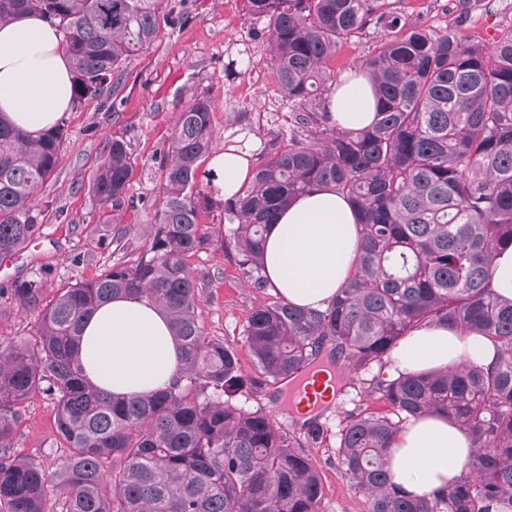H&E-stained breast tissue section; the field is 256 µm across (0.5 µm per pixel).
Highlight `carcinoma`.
Segmentation results:
<instances>
[{
	"label": "carcinoma",
	"instance_id": "1",
	"mask_svg": "<svg viewBox=\"0 0 512 512\" xmlns=\"http://www.w3.org/2000/svg\"><path fill=\"white\" fill-rule=\"evenodd\" d=\"M267 22L274 73L293 129L242 192L218 203L199 172L213 154L214 101L197 95L177 113L150 240L129 265L69 283L44 302V277L11 285L38 313L35 338L0 342V512H45L41 464L11 455L24 403L54 404L70 454L53 512H318L319 469L294 435L236 396L284 381L316 362L341 365L360 404L345 412L330 460L364 497L365 512H512V301L490 288L495 256L512 246V38L488 52L457 29L404 30L381 0H243ZM166 0H0V23L38 13L70 59L72 105L102 95L122 64L150 47ZM384 31L361 64L376 98L373 122L344 129L327 109L336 46L368 24ZM67 133L32 134L0 118V254L39 234V189L61 165ZM133 166L114 139L90 192L100 223L125 204ZM357 211L354 268L322 309L275 296L253 308L246 346L206 335L197 319L202 217L224 206L233 227L220 247L260 292L267 225L315 187ZM136 295L167 314L179 367L164 387L118 397L93 386L79 356L84 320ZM476 331L496 348L488 366L460 363L389 371L392 350L420 326ZM434 416L464 431L473 451L448 486L413 497L393 482L389 457L406 426Z\"/></svg>",
	"mask_w": 512,
	"mask_h": 512
}]
</instances>
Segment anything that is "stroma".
<instances>
[{
    "label": "stroma",
    "mask_w": 512,
    "mask_h": 512,
    "mask_svg": "<svg viewBox=\"0 0 512 512\" xmlns=\"http://www.w3.org/2000/svg\"><path fill=\"white\" fill-rule=\"evenodd\" d=\"M168 7L169 18L156 42L125 62L101 98L63 117L68 130L63 161L38 196L42 227L35 241L40 249L14 270L20 281L43 273L46 298L64 284L93 279L104 267L139 256L159 204L160 164L171 145L175 114L196 94L205 91L214 100L216 151L247 152L255 167L264 152L288 144L293 107L272 73L265 21L247 17L242 0H168ZM385 9L410 26L437 32L455 27L489 51L512 35V0H385ZM382 37L369 26L340 43L329 63L334 75L358 69ZM117 137L131 148L133 173L117 221L102 224L89 183L99 157ZM203 222L208 240L190 260L209 275L199 290V324L206 334L241 350L247 317L266 295L246 285L220 247L230 228L223 208H212ZM36 327L35 313L21 309L10 294L0 295V341L33 338ZM357 401L355 390L344 388L326 414L325 440L309 449L324 484L319 512L363 510L361 494L327 462L344 413ZM246 403L264 407L281 430L299 434L301 419L288 417L283 384L265 383ZM13 452L38 460L49 473L57 472L68 456L56 435L53 404L45 396L35 395L23 405Z\"/></svg>",
    "instance_id": "stroma-1"
}]
</instances>
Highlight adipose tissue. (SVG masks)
<instances>
[{
  "label": "adipose tissue",
  "mask_w": 512,
  "mask_h": 512,
  "mask_svg": "<svg viewBox=\"0 0 512 512\" xmlns=\"http://www.w3.org/2000/svg\"><path fill=\"white\" fill-rule=\"evenodd\" d=\"M71 109V68L55 25L37 14L0 25V116L36 133ZM328 109L344 128L368 126L375 114L369 81L342 75ZM225 195L249 179L246 158L224 151L208 163ZM357 214L341 195L317 187L292 201L269 224L265 275L270 288L299 307L324 306L348 277L357 247ZM85 374L117 396L147 393L169 383L178 368V347L164 311L127 295L102 305L87 320L80 347ZM494 345L476 332L421 327L391 354L401 371L441 368L464 361L489 365ZM473 450L457 427L424 417L403 431L390 457L395 483L423 496L447 486Z\"/></svg>",
  "instance_id": "obj_1"
}]
</instances>
